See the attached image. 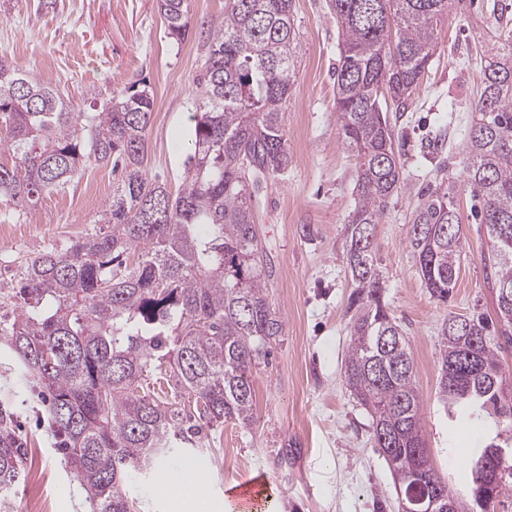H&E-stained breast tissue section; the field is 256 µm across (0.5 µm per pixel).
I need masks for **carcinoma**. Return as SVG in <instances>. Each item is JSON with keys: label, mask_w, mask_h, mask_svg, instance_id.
<instances>
[{"label": "carcinoma", "mask_w": 512, "mask_h": 512, "mask_svg": "<svg viewBox=\"0 0 512 512\" xmlns=\"http://www.w3.org/2000/svg\"><path fill=\"white\" fill-rule=\"evenodd\" d=\"M168 35L188 36L189 0H157ZM454 0H330L343 51L336 67V122L357 160L355 206L345 225L354 290L345 379L372 417L374 447L407 492L413 467L438 512H482L475 501L485 465L490 499L512 491V399L499 353L512 343V20L488 10L496 40L465 63L481 77L462 158L466 184L483 199L491 242L497 322L465 317L467 333L439 337L440 400L448 417L484 423L470 448L471 483L461 494L434 469L422 431L423 403L404 330L381 303L373 233L401 190L390 107L406 104L437 50L435 31ZM293 0H224L207 35L197 81L201 112L173 196L145 176V131L154 111L147 84L99 112H73L52 84L35 82L0 56V203L26 205L66 184L88 161L121 171L101 227L64 252L27 262L23 285L0 287L6 338L40 385L49 423L94 512H139L130 492L173 448H195L202 427L255 420L252 369L283 333L269 300L267 249L257 224L260 190L288 169L280 114L297 62ZM431 298L453 297L464 250L457 201L444 179L422 198L407 239ZM508 289V295L502 290ZM472 353L480 368L463 374ZM174 382L171 402L144 386ZM0 411V503L25 476L28 449Z\"/></svg>", "instance_id": "obj_1"}]
</instances>
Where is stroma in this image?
I'll list each match as a JSON object with an SVG mask.
<instances>
[{
    "label": "stroma",
    "instance_id": "obj_1",
    "mask_svg": "<svg viewBox=\"0 0 512 512\" xmlns=\"http://www.w3.org/2000/svg\"><path fill=\"white\" fill-rule=\"evenodd\" d=\"M488 0H467L468 13L450 14L438 34L435 58L405 109L391 112L403 186L375 228V256L385 288L382 301L403 328L423 399V431L435 470L455 488L469 473L463 449L475 447L483 427L465 416L449 422L438 399L439 331L449 313L495 317L493 282L486 276L488 233L474 220L476 203L459 150L472 122L480 82L463 61L474 42L488 40ZM224 13V0H191L190 32L171 40L156 0H0V54L27 74L51 82L78 112H97L110 98L147 82L155 98L145 132L144 170L171 193L184 181L190 115L198 105L196 79L206 45L204 25ZM298 67L282 125L291 162L258 196L273 267L271 302L283 334L252 373L253 424L225 421L199 447L173 449L171 472L188 461L211 460L200 494L170 498L156 480L135 481L143 512H225L224 495L260 478L274 512H400L393 477L371 440V416L346 387L352 282L344 260L345 224L354 207L356 160L336 123V19L329 0H294ZM458 200L465 249L448 304L434 301L407 246L420 194L438 166ZM110 168L90 163L64 189L19 208L0 204V284H19L22 261L49 249L66 250L94 232L101 200L112 194ZM13 414L17 437L44 472L50 512H91L86 492L59 451L39 387L0 336V410Z\"/></svg>",
    "mask_w": 512,
    "mask_h": 512
}]
</instances>
